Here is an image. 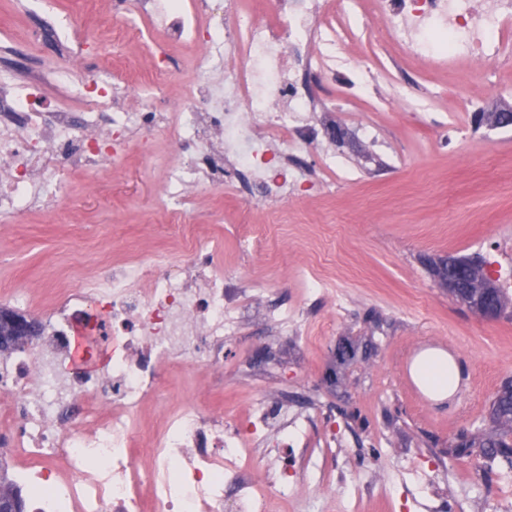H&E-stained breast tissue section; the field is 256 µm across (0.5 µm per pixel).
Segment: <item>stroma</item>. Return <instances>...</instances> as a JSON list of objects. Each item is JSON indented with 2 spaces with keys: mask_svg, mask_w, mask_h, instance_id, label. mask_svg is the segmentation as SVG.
Segmentation results:
<instances>
[{
  "mask_svg": "<svg viewBox=\"0 0 512 512\" xmlns=\"http://www.w3.org/2000/svg\"><path fill=\"white\" fill-rule=\"evenodd\" d=\"M57 7L95 44L85 73L125 66L130 102H144L149 68L126 63L140 53L126 28L128 0ZM155 39L171 58L167 92L179 99L193 51L161 28ZM367 48L392 74L362 93L323 82L332 104L315 117L323 142L299 155L314 189L269 203L241 181L231 191L192 187L172 210L160 209L157 157L172 145L158 133L155 156L134 148L117 170L76 172L64 207L0 224V294L25 288L44 305L56 289L143 255H181L184 240L167 225L174 217L196 225L221 243L228 297L245 313L224 345V382L208 403L233 422L254 399L271 408L290 399L309 422L300 454L282 457L273 427L251 448L258 463L287 464L284 512H471L468 497H512L511 463L448 453L461 431L495 428L490 403L512 379V315L480 318L449 295L436 270L451 257H481L492 271L512 262V125L488 120L512 111V61L472 74L465 101L458 73L428 74L380 43ZM366 125L374 138L363 135ZM325 148L355 181L323 168ZM245 219L274 225L273 239L244 247L236 230ZM275 305L294 312L288 326L267 318ZM423 336L450 338L472 360L475 386L454 414L418 406L398 383L400 357ZM342 340L359 351L339 366L333 350ZM333 369L335 385L327 380ZM336 470L346 480L341 495L326 488ZM364 481L374 487L366 503L353 492Z\"/></svg>",
  "mask_w": 512,
  "mask_h": 512,
  "instance_id": "obj_1",
  "label": "stroma"
}]
</instances>
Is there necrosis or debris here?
Instances as JSON below:
<instances>
[{
  "label": "necrosis or debris",
  "mask_w": 512,
  "mask_h": 512,
  "mask_svg": "<svg viewBox=\"0 0 512 512\" xmlns=\"http://www.w3.org/2000/svg\"><path fill=\"white\" fill-rule=\"evenodd\" d=\"M136 11L162 19L174 39L196 53L193 79L179 102L166 93L167 61L152 57L148 110L127 106L115 77L75 80L71 105L45 102L39 66L0 84V223H15L46 202L60 204L77 170L119 166L138 136L149 153L156 130L177 150L163 160L166 196L214 185L215 172L250 174L263 197H295L305 182L293 156L313 140L318 98L299 87L294 55L321 77L343 68L342 47L370 34L402 62L425 72L492 66L512 56V0H224L232 29L202 34L201 0H134ZM27 39L56 46L68 61L87 54L84 32L35 0ZM223 83L211 77L216 57ZM53 161L34 166L35 157ZM36 314L51 354L17 350L0 360V453L34 489L30 512H281L283 501L248 456L250 439L270 414L255 406L243 423L200 401L224 373V343L241 324L225 299L215 244L194 238L183 259L148 254L93 283L57 289L34 307L24 295L0 299ZM87 329L112 346L105 372L60 374L54 352L70 349ZM196 369L193 400L168 409L161 432L146 433L139 415L162 394L167 373Z\"/></svg>",
  "instance_id": "1"
}]
</instances>
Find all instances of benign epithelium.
Wrapping results in <instances>:
<instances>
[{"mask_svg":"<svg viewBox=\"0 0 512 512\" xmlns=\"http://www.w3.org/2000/svg\"><path fill=\"white\" fill-rule=\"evenodd\" d=\"M439 277L448 294L481 318L493 321L501 317L492 278L480 259L450 258ZM39 335L40 326L35 321L10 311L0 312V353L8 352L20 342L33 343Z\"/></svg>","mask_w":512,"mask_h":512,"instance_id":"benign-epithelium-1","label":"benign epithelium"}]
</instances>
